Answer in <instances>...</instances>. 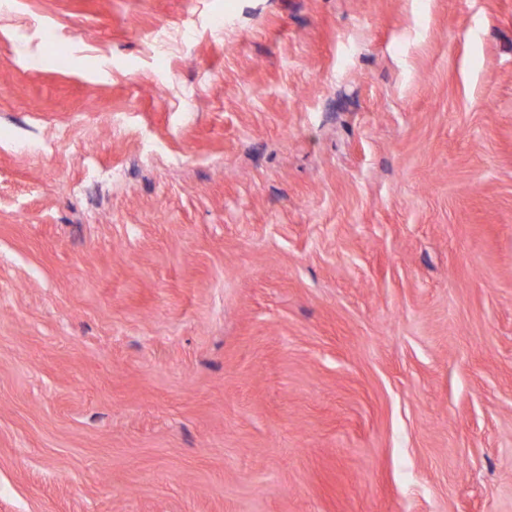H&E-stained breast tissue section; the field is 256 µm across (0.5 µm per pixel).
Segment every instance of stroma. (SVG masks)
Returning a JSON list of instances; mask_svg holds the SVG:
<instances>
[{
    "label": "stroma",
    "instance_id": "1",
    "mask_svg": "<svg viewBox=\"0 0 512 512\" xmlns=\"http://www.w3.org/2000/svg\"><path fill=\"white\" fill-rule=\"evenodd\" d=\"M0 512H512V0H6Z\"/></svg>",
    "mask_w": 512,
    "mask_h": 512
}]
</instances>
